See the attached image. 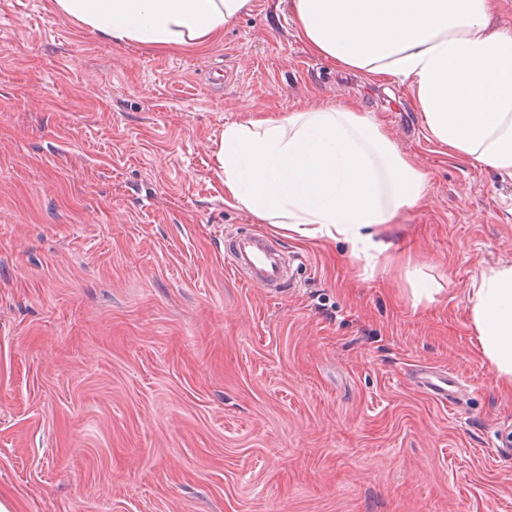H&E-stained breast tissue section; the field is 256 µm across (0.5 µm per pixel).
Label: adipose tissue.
Listing matches in <instances>:
<instances>
[{
  "instance_id": "obj_1",
  "label": "adipose tissue",
  "mask_w": 512,
  "mask_h": 512,
  "mask_svg": "<svg viewBox=\"0 0 512 512\" xmlns=\"http://www.w3.org/2000/svg\"><path fill=\"white\" fill-rule=\"evenodd\" d=\"M308 51L328 63L406 83L430 136L450 153L512 171V32L496 0H287ZM250 0H49L90 35L149 49H203ZM213 154L224 201L302 239L342 241L390 271L381 230L425 199L428 180L369 113L347 104L277 117L249 109ZM480 355L512 387V265L472 283Z\"/></svg>"
}]
</instances>
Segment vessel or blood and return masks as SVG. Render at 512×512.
I'll use <instances>...</instances> for the list:
<instances>
[{
  "mask_svg": "<svg viewBox=\"0 0 512 512\" xmlns=\"http://www.w3.org/2000/svg\"><path fill=\"white\" fill-rule=\"evenodd\" d=\"M224 262L227 269L248 284H260L272 291L289 287L283 258L272 239L260 234H234L224 239ZM416 384L437 403H453L460 381L447 371L425 368L414 376Z\"/></svg>",
  "mask_w": 512,
  "mask_h": 512,
  "instance_id": "vessel-or-blood-1",
  "label": "vessel or blood"
}]
</instances>
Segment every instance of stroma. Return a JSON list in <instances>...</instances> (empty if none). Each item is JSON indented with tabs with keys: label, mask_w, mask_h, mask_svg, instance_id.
<instances>
[{
	"label": "stroma",
	"mask_w": 512,
	"mask_h": 512,
	"mask_svg": "<svg viewBox=\"0 0 512 512\" xmlns=\"http://www.w3.org/2000/svg\"><path fill=\"white\" fill-rule=\"evenodd\" d=\"M356 104L426 174L382 236L408 267L224 201L242 101ZM293 255L274 294L224 236ZM512 264V178L429 139L406 84L307 51L285 0L204 50L108 45L0 0V500L11 512H512V393L468 312ZM441 288L415 301L410 280ZM463 385L455 408L411 380ZM414 379L426 394L445 407L456 399L460 386L459 379L449 375L446 370L420 369Z\"/></svg>",
	"instance_id": "obj_1"
}]
</instances>
